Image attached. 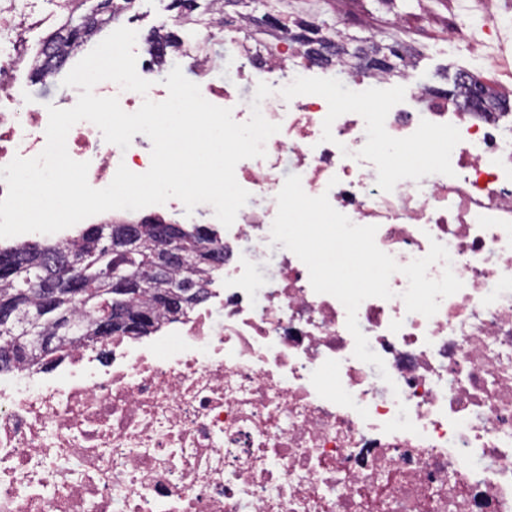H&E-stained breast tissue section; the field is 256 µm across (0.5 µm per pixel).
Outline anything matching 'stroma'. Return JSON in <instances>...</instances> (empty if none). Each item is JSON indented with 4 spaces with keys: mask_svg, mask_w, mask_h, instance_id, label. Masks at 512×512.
Returning <instances> with one entry per match:
<instances>
[{
    "mask_svg": "<svg viewBox=\"0 0 512 512\" xmlns=\"http://www.w3.org/2000/svg\"><path fill=\"white\" fill-rule=\"evenodd\" d=\"M170 0H135L120 23L136 30L134 51L138 64L148 63L146 35L155 27L172 26L174 14ZM290 15L307 19L335 21L346 19L347 30L356 38L376 33L383 39L398 36L415 51L409 85L428 88H452L455 77L470 71L468 55L447 38L448 28L463 10L458 0H288ZM14 94L44 105L64 107L71 92L61 77L42 86L32 82L29 71H21L14 81Z\"/></svg>",
    "mask_w": 512,
    "mask_h": 512,
    "instance_id": "obj_1",
    "label": "stroma"
}]
</instances>
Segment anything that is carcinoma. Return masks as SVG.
<instances>
[{
	"instance_id": "carcinoma-1",
	"label": "carcinoma",
	"mask_w": 512,
	"mask_h": 512,
	"mask_svg": "<svg viewBox=\"0 0 512 512\" xmlns=\"http://www.w3.org/2000/svg\"><path fill=\"white\" fill-rule=\"evenodd\" d=\"M135 0H56V6L62 13L53 15V18H44V22L50 23V32L43 39L40 52L31 60V70L35 81L45 83L68 58L81 51L85 43L103 29L112 26L119 21L122 13L131 7ZM249 0H170L171 9L177 11L178 17L198 15V21L209 28L220 30L226 27H237V22L244 21L252 28L260 31L268 30L265 23V15H256L252 12L237 11L231 15L227 12L228 6L246 7ZM296 32H306L317 39H329L336 35V28L322 20L311 24L303 18L291 21ZM183 38L173 31L165 34V39L157 37V32H152L147 37L149 53L157 66L167 62V56L176 55V50ZM388 51L399 60L395 65V72L401 73L407 66V60L413 57L410 50L403 51L392 45H373L367 51L358 48L353 56H369ZM166 223L165 218L159 216H144L140 224L144 226L143 237L147 242L143 251L108 252L97 243L95 227H86L81 234V242L65 248V251L77 258L78 272L81 279L83 299L73 301L60 300L54 310H44L42 296L38 292L40 285L47 282L55 273V266L46 265L44 269L32 272L30 275L22 274L10 282L0 281V297L10 293H27L26 314L27 325L33 330H42L55 336L58 345H63L67 338L73 335L78 326L89 328L94 319L105 315L108 305L113 300L114 294L104 290L103 277L115 271L122 276H133L146 265L148 256L154 251H163L168 247V242L153 236L152 226ZM207 232L217 236V232L196 225L186 233L184 251L186 257H191L197 242L201 239V232ZM209 268H193L191 266L175 265L170 273L169 280L164 285L178 283L185 278L195 280L202 279L209 274ZM127 306L138 312L149 314V323H154L163 316L171 320L175 319L172 313L159 308L154 303L152 289L144 288L137 296L127 302Z\"/></svg>"
}]
</instances>
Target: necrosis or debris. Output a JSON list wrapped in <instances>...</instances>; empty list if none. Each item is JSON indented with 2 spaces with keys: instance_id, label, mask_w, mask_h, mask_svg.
<instances>
[{
  "instance_id": "necrosis-or-debris-1",
  "label": "necrosis or debris",
  "mask_w": 512,
  "mask_h": 512,
  "mask_svg": "<svg viewBox=\"0 0 512 512\" xmlns=\"http://www.w3.org/2000/svg\"><path fill=\"white\" fill-rule=\"evenodd\" d=\"M193 40L203 97L247 121L258 83L279 124L262 158L240 161L250 193L224 232L207 304L148 338H112L0 372V512H512V132L497 112H462L443 92H397L391 78L337 66L318 75L297 46L237 32L223 62ZM27 56L0 52V166L46 145L47 109L10 89ZM98 83L137 111L163 101ZM370 107L354 111L347 100ZM143 135L128 149L75 124L69 155L94 188L119 165L146 172ZM299 175L311 196L398 264L443 244L463 287L430 318L407 312L408 286L357 312L381 370L356 359L347 312L316 293L305 264L271 240L276 196ZM334 384L322 380L325 371Z\"/></svg>"
}]
</instances>
